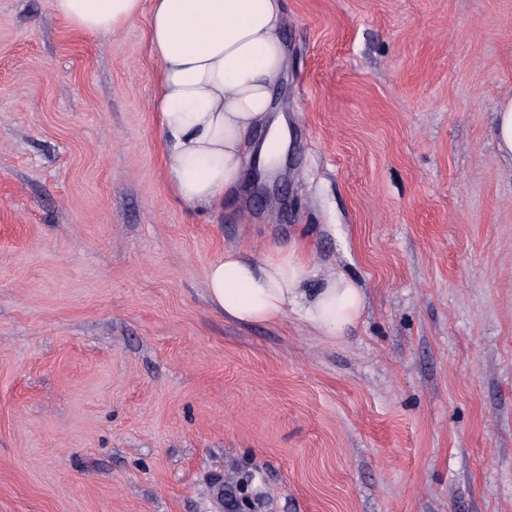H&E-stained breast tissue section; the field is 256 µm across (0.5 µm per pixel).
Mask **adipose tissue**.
<instances>
[{
    "label": "adipose tissue",
    "mask_w": 512,
    "mask_h": 512,
    "mask_svg": "<svg viewBox=\"0 0 512 512\" xmlns=\"http://www.w3.org/2000/svg\"><path fill=\"white\" fill-rule=\"evenodd\" d=\"M74 29L112 37L147 16L158 67V114L165 175L193 206L233 201L244 159L283 157L288 127L272 118V89L287 66L283 0H53ZM320 280L308 289L309 277ZM208 299L241 323L296 319L327 341L350 335L365 295L343 271L315 263L301 239L255 256L228 249L206 271Z\"/></svg>",
    "instance_id": "obj_1"
}]
</instances>
